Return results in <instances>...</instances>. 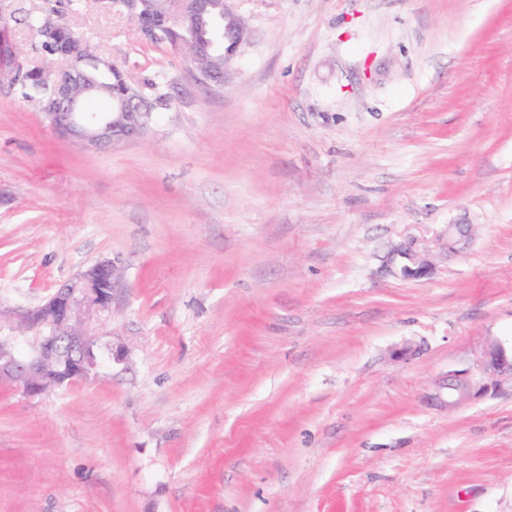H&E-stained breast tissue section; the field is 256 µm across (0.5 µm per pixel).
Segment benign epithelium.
I'll use <instances>...</instances> for the list:
<instances>
[{
    "label": "benign epithelium",
    "instance_id": "obj_1",
    "mask_svg": "<svg viewBox=\"0 0 512 512\" xmlns=\"http://www.w3.org/2000/svg\"><path fill=\"white\" fill-rule=\"evenodd\" d=\"M126 6L144 39L153 42L165 34L178 46L186 43L183 34L197 28L206 9L205 0H126ZM7 21L8 15L0 10V90L14 88L21 73L29 70L24 53L9 37ZM36 34L48 47V54L62 61L56 69L38 70L40 81L51 89L41 109L57 133L86 149L114 145L142 133L155 110L149 99L130 96L114 100L107 112L81 109L86 95L96 89L88 77L89 64L97 63L110 71L114 69L111 60L92 51L69 26L50 15L44 17ZM245 35L244 26L224 13V41H210L195 48L190 63L205 78H223L224 70L201 65L197 56L222 49L227 58ZM469 236V225H448V250H456V245L469 241ZM390 259L404 277H423L433 270L431 261L412 241L395 247ZM115 270L112 260L99 261L55 291L46 303L24 311L22 328L38 333V342L30 354L23 355L17 350L18 337L0 336V380L13 383L26 394H38L60 384L55 367L84 360L93 342L88 319L112 309ZM505 380L512 381V348L493 344L476 369L448 372V408L495 391Z\"/></svg>",
    "mask_w": 512,
    "mask_h": 512
}]
</instances>
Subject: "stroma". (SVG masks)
Returning a JSON list of instances; mask_svg holds the SVG:
<instances>
[{"label": "stroma", "instance_id": "35a3bbf8", "mask_svg": "<svg viewBox=\"0 0 512 512\" xmlns=\"http://www.w3.org/2000/svg\"><path fill=\"white\" fill-rule=\"evenodd\" d=\"M54 3L0 0L30 66ZM229 6L220 85L119 8H67L162 79L139 138L87 150L0 92V332L121 267L89 326L111 363L0 384V512H512V387L452 410L444 386L512 342V0ZM410 241L430 275L390 263Z\"/></svg>", "mask_w": 512, "mask_h": 512}]
</instances>
